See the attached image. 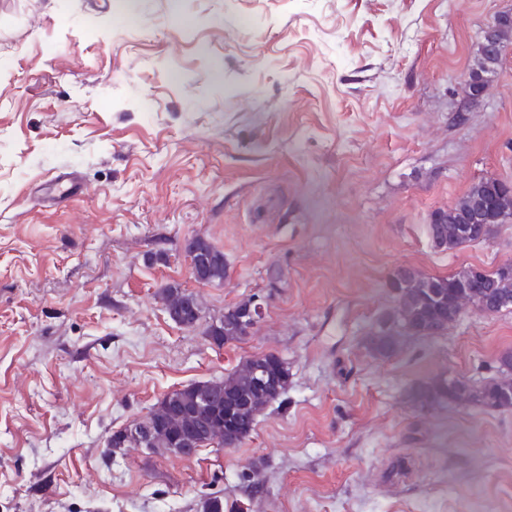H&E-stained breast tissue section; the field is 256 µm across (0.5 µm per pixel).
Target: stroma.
I'll return each mask as SVG.
<instances>
[{"label":"stroma","mask_w":512,"mask_h":512,"mask_svg":"<svg viewBox=\"0 0 512 512\" xmlns=\"http://www.w3.org/2000/svg\"><path fill=\"white\" fill-rule=\"evenodd\" d=\"M512 0H0V512H512V409L413 405L438 376L502 378L512 310L367 348L400 267L512 262L433 248L431 213L512 182V50L467 98ZM84 193L59 199L55 176ZM224 253L189 272L187 238ZM194 293L201 327L157 292ZM259 296L253 333L201 332ZM286 393L239 447L192 460L113 432L251 355ZM492 179L497 180L499 178L492 175H486L475 182L462 197L453 203L454 211H462L466 207L467 203L474 197L494 195V193L496 194L497 190L494 181L491 182ZM265 356V361L263 364V371L261 372V377L256 378L261 381L263 376L266 374H278L277 387H274L271 391L268 392L267 397L265 398L263 404L264 408L273 400L278 398L281 394H283L288 388V366L285 362H282L278 357L274 354H263ZM263 408V409H264ZM262 409V410H263Z\"/></svg>","instance_id":"obj_1"}]
</instances>
